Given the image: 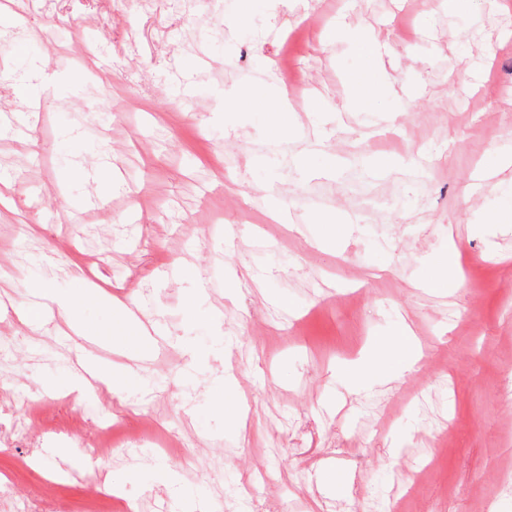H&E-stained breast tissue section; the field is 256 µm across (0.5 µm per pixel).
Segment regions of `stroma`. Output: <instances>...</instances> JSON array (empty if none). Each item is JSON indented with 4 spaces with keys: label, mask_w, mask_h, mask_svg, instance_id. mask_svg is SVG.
<instances>
[{
    "label": "stroma",
    "mask_w": 512,
    "mask_h": 512,
    "mask_svg": "<svg viewBox=\"0 0 512 512\" xmlns=\"http://www.w3.org/2000/svg\"><path fill=\"white\" fill-rule=\"evenodd\" d=\"M223 3L197 0L186 16L161 0L149 14L139 0H57L30 17L42 38L0 44V75L41 60L57 85L32 143L0 139L15 181L0 262L33 256L0 282L13 309L0 316V398L15 417L68 426L65 447L37 451L45 470H71L53 495L71 512H130L146 497L165 512H222L232 486L267 512H512V226L491 222L512 203V0H251L244 21L237 0ZM340 22L361 39L321 42ZM77 34L90 57L67 53ZM285 60L300 79L276 117L250 94L278 86ZM68 127L102 157L64 142ZM452 245L464 287L425 292ZM95 269L158 332L135 411L70 393L77 365L119 369L140 352L109 310L53 307L35 333L23 322L29 289L55 281L78 296ZM404 320L428 349L421 368L348 394L338 363ZM190 346L214 368L193 387ZM229 366L238 413L221 404ZM105 417L183 446L161 461L149 448L91 459L80 444ZM155 417L162 429H147ZM253 421L263 435L238 446ZM24 454L0 447V483L18 503L40 490ZM199 467L214 480H197Z\"/></svg>",
    "instance_id": "35a3bbf8"
}]
</instances>
